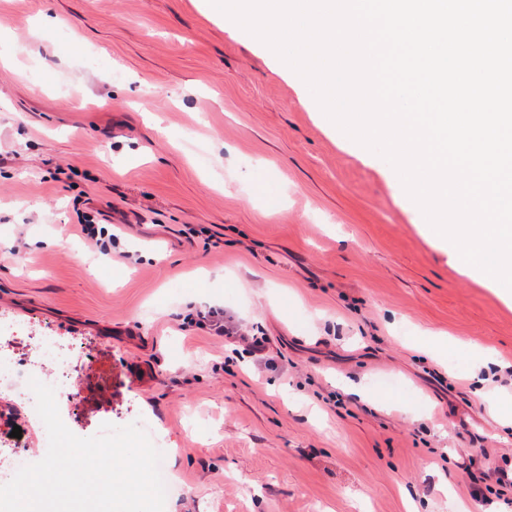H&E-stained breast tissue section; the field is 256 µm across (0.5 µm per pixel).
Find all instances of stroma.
<instances>
[{"mask_svg":"<svg viewBox=\"0 0 512 512\" xmlns=\"http://www.w3.org/2000/svg\"><path fill=\"white\" fill-rule=\"evenodd\" d=\"M89 202L134 263L88 244ZM211 308L267 333L277 369L184 326ZM0 315L19 362L44 332L81 343L72 433L146 421L166 441L164 512L501 508L466 469L478 434L512 472L486 408L512 385L483 366L512 364V301L205 0H0ZM17 426L43 457L2 392L0 437Z\"/></svg>","mask_w":512,"mask_h":512,"instance_id":"1","label":"stroma"}]
</instances>
